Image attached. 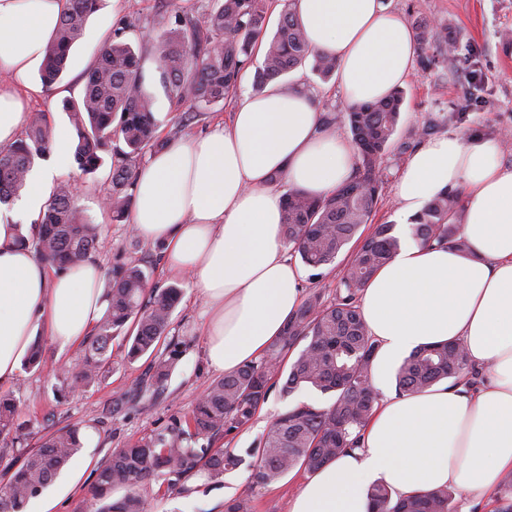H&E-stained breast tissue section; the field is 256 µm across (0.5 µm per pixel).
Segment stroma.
<instances>
[{"instance_id":"stroma-1","label":"stroma","mask_w":512,"mask_h":512,"mask_svg":"<svg viewBox=\"0 0 512 512\" xmlns=\"http://www.w3.org/2000/svg\"><path fill=\"white\" fill-rule=\"evenodd\" d=\"M393 10L406 21L425 20L448 31L455 39L454 55L439 45L417 53L410 77L403 90L405 102L395 135V144L383 158L386 175L381 200L373 218L377 224H392L398 209L395 184L398 173L410 155L427 137L455 131L468 136L479 132L492 137L512 132V0H389ZM163 10L158 0H102L83 37L73 46L67 69L54 92L62 98L79 99L84 75L95 54L110 36L116 20L128 17L134 28L128 42L144 58H151V45L160 30ZM294 83L313 93L321 111L336 115L335 128L346 134L345 99L335 81H321L310 67L292 73ZM78 186L77 204L86 218L101 225L99 257L104 266L142 259L152 264L151 282L159 287L173 279L156 260L154 243L129 233L126 225L112 223L102 204L111 191L107 169L85 175L74 172ZM204 305L191 288H184L172 315L169 338L177 342L180 359L168 380L156 385L151 356L136 361L126 358L122 338L112 342V369L91 388L65 395L57 392L51 373L20 370L7 391L18 403L22 419L30 428L26 447H37L52 431L66 425L80 429L83 448L78 464L63 472L44 490V497L57 498L56 512H85L89 491L99 466L113 449L137 442L153 434L170 418L189 415L197 399L217 378L204 355L200 333ZM126 395L120 413H113L112 400ZM329 396L302 388L282 396L272 388L247 428L210 439L211 448H231L245 455L268 431L271 422L287 409L300 404L325 405ZM251 469L241 465L225 474L223 483L214 484L195 477L189 480V493L175 494L165 484L151 485V512H224V503L233 498L249 499L253 512H288L305 472L295 469L279 481L259 486L250 478Z\"/></svg>"}]
</instances>
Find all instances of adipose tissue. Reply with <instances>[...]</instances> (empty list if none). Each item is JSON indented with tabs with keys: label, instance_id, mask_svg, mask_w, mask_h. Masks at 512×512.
Wrapping results in <instances>:
<instances>
[{
	"label": "adipose tissue",
	"instance_id": "adipose-tissue-1",
	"mask_svg": "<svg viewBox=\"0 0 512 512\" xmlns=\"http://www.w3.org/2000/svg\"><path fill=\"white\" fill-rule=\"evenodd\" d=\"M313 51L335 57L347 103L367 104L402 87L417 44L385 0H295ZM65 0H0V146L27 125L30 80L53 38ZM71 136L53 132L51 160L34 159L15 206L0 212V387L17 378L38 329L66 349L105 312L104 267L92 257L54 269L17 236L70 169ZM495 138L449 132L429 140L401 170L399 224L437 196L461 191L466 251L405 237L359 295L379 351L373 384L424 344L458 342L477 380L441 383L377 401L359 447L308 472L289 512H370L373 485L405 498L450 488L468 500L512 474V169ZM350 143L323 126L312 94L272 82L245 93L228 120L152 153L136 171L129 222L162 243L161 262L206 303L209 366L231 372L257 361L300 304L303 271L283 234L278 182L324 197L351 175Z\"/></svg>",
	"mask_w": 512,
	"mask_h": 512
}]
</instances>
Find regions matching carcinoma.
Wrapping results in <instances>:
<instances>
[{"label":"carcinoma","mask_w":512,"mask_h":512,"mask_svg":"<svg viewBox=\"0 0 512 512\" xmlns=\"http://www.w3.org/2000/svg\"><path fill=\"white\" fill-rule=\"evenodd\" d=\"M99 0H68L54 37L45 48L41 81L50 86L64 73L72 46L83 35L88 18ZM174 21L162 26L155 39L156 74L159 84L179 106L204 112L239 89L244 72L264 47L261 65L255 67L252 87L263 88L312 61L311 71L326 80L334 76L336 60L314 52L308 45L296 15L294 0H284L280 20L266 37L270 0H211L198 17L180 13L175 0ZM133 24L119 19L112 37L97 51L77 100H65L62 108L74 132V158L84 174H92L110 158L108 178L112 192L106 199L112 223L127 221L135 198V173L142 159L165 147L181 133L173 125L159 135L154 114L155 95L143 69L142 56L127 42ZM420 47L443 43L448 52L456 43L448 29L431 30L413 23ZM404 104L396 90L373 104L346 106V128L357 155L353 176L332 194L311 198L290 189L284 194L283 229L291 251L310 268H335L340 252L372 223L384 184L382 158L394 143ZM52 142L46 115L31 116L24 134L0 148V204H8L25 187L32 160L44 156ZM73 183H60L52 193L36 231L19 235L17 243L32 248L53 267L73 266L99 252L100 225L90 223L75 204ZM460 194H441L431 201L415 224L412 237L466 248L462 234ZM395 225L377 224L351 254L341 271L340 288L330 305L314 293L300 304L283 336L272 345L270 357L244 365L216 378L183 420L174 418L157 432L131 446L116 448L97 472L90 491L92 512H149L147 488L162 479L176 492L187 490L196 476L220 483L224 474L239 467L243 458L227 448L212 449L199 443L217 433L230 435L252 421L257 409L276 383L289 396L302 387L333 396L325 406L300 403L280 414L259 443L247 450L253 458L251 478L267 485L295 468L313 471L353 445L351 436L364 429L378 400L372 367L378 351L357 306V296L375 272L398 252ZM108 308L87 338L84 354L74 364H48L43 345L35 342L24 361L28 369L51 372L70 391L86 390L112 370V340H126L127 359L134 361L154 352L170 332L171 317L182 287L150 286V272L138 260L117 263L106 273ZM307 344L290 364L282 352ZM178 360L172 349L153 363L158 385L167 381ZM470 373L468 357L456 343L424 345L412 351L397 367L396 388L419 392L448 379ZM27 424L19 420L16 398L0 395V462L7 449L22 445ZM79 428L55 430L42 445L9 461L8 481L0 485V512H23L28 501L51 484L81 451ZM123 488L126 494L112 498ZM372 512H453V491L436 489L393 500L391 490L376 484L370 490Z\"/></svg>","instance_id":"1"}]
</instances>
